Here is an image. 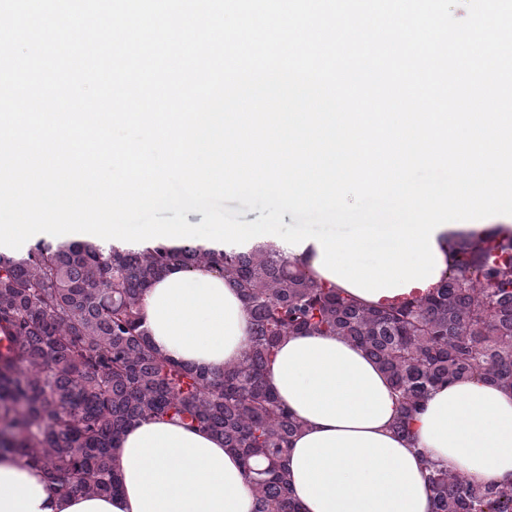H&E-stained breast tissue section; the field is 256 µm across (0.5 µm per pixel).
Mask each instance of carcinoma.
Returning <instances> with one entry per match:
<instances>
[{"mask_svg": "<svg viewBox=\"0 0 512 512\" xmlns=\"http://www.w3.org/2000/svg\"><path fill=\"white\" fill-rule=\"evenodd\" d=\"M175 263L206 265L239 289L250 318L242 359L212 371L152 346L142 299ZM307 333L342 336L381 368L399 402L393 430L407 438L439 385L512 391V234L458 237L432 292L382 308L324 287L275 244L39 240L0 251V456L28 457L59 496L114 494L123 434L176 419L240 456L254 512H300L285 461L302 424L266 378L279 342ZM428 489L432 512H512V483L436 469Z\"/></svg>", "mask_w": 512, "mask_h": 512, "instance_id": "carcinoma-1", "label": "carcinoma"}]
</instances>
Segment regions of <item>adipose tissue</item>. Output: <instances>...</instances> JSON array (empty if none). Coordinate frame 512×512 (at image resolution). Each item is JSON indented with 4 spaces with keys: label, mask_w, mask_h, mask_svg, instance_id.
Masks as SVG:
<instances>
[{
    "label": "adipose tissue",
    "mask_w": 512,
    "mask_h": 512,
    "mask_svg": "<svg viewBox=\"0 0 512 512\" xmlns=\"http://www.w3.org/2000/svg\"><path fill=\"white\" fill-rule=\"evenodd\" d=\"M142 312L153 346L180 361L221 368L248 347L238 289L204 267H168ZM268 383L303 423L288 457L302 512H431L432 467L512 482V392L477 380L438 387L406 439L391 429L398 405L386 375L343 337H286ZM116 458L119 494L60 497L27 458L0 457V512H253L238 456L205 430L147 420Z\"/></svg>",
    "instance_id": "1"
}]
</instances>
